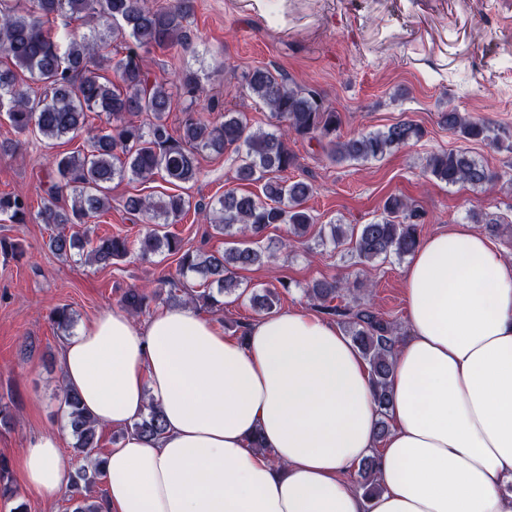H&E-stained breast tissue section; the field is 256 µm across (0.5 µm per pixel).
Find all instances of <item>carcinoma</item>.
<instances>
[{"label":"carcinoma","instance_id":"cac0c4a2","mask_svg":"<svg viewBox=\"0 0 512 512\" xmlns=\"http://www.w3.org/2000/svg\"><path fill=\"white\" fill-rule=\"evenodd\" d=\"M194 0H168L155 7L148 0H0V114L6 115L18 133H30L57 141L85 130L87 113L106 116V126L89 134L83 151L52 156L49 187L38 219L55 227L48 248L62 258L87 251V259L102 266L138 252L143 258L167 253L177 257L178 275L200 277L202 289L185 292L188 300L202 309L219 313L221 297L240 286L238 273L263 262L265 251L258 246L264 231L273 224H286L294 241L304 243L313 224L305 203L313 193L312 184L288 181L283 173L296 166V155L288 139L316 140L324 144L327 156L336 163L377 159L394 148L417 143L425 130L411 120H401L384 130L341 135L338 112L314 90L287 84L268 69L256 68L245 75L250 96L262 103L275 119L273 130L252 128L240 112H226L220 121L198 115L204 86L194 72L182 73L170 86L150 77L138 58V51L173 49L188 39L187 21ZM79 20L88 33L69 32L66 43L54 37L52 25L68 29ZM105 29L112 40L126 44V54L115 58L104 54L106 41L93 37ZM38 84L42 92L31 90ZM184 102L179 134L171 133L168 114L175 98ZM440 124L465 140L484 142L498 149L512 150L506 132L482 119L457 109L441 113ZM237 154L236 179L261 184L262 195L227 190L212 208L215 233L236 239L218 254H201L185 247L183 240L164 231V225L191 208L190 198L180 194L158 197L130 196L125 210L142 215L146 229L135 238L105 235L92 237L84 227L88 220L108 209L109 184L115 180L147 181L159 175L171 184L190 183L201 172V159ZM425 173L448 186L469 184L482 187L498 176L465 151L450 150L426 157ZM27 202L18 195H0V217L25 224ZM424 213L407 198L388 196L379 218L344 230L330 226L329 241L352 244L357 263L412 255L420 244ZM348 282L333 278L314 282L308 295L327 314L341 317L349 336L368 362L374 395L381 413L390 402L392 359L399 340L398 327L369 308L342 309L334 305ZM153 297L130 288L122 305L139 314L149 308ZM278 293L270 288L254 290L250 304L258 315L274 311ZM57 329L67 332L74 317L66 306L53 311ZM68 419L76 456L91 465L71 475V512H103L104 499L82 493L104 477L98 445L97 426L85 411L78 392L64 389L60 402ZM146 437L164 434L165 423L158 406L131 425ZM360 488L367 494L380 490L375 460L360 463ZM16 496L8 464L0 459V499Z\"/></svg>","mask_w":512,"mask_h":512}]
</instances>
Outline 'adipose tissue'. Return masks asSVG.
Masks as SVG:
<instances>
[{"instance_id":"1","label":"adipose tissue","mask_w":512,"mask_h":512,"mask_svg":"<svg viewBox=\"0 0 512 512\" xmlns=\"http://www.w3.org/2000/svg\"><path fill=\"white\" fill-rule=\"evenodd\" d=\"M403 288L407 334L383 414L359 349L306 309L242 338L190 306L141 326L103 310L61 364L89 414L126 430L104 457V512H512V258L453 224L419 245ZM152 403L164 434L129 431ZM367 458L382 486L372 496L346 479ZM22 469L55 493L60 436L33 438Z\"/></svg>"}]
</instances>
